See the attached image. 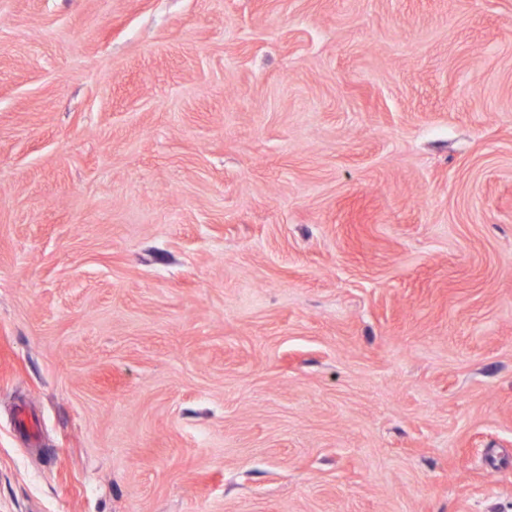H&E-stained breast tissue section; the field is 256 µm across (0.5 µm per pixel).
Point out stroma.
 <instances>
[{"instance_id": "1", "label": "stroma", "mask_w": 512, "mask_h": 512, "mask_svg": "<svg viewBox=\"0 0 512 512\" xmlns=\"http://www.w3.org/2000/svg\"><path fill=\"white\" fill-rule=\"evenodd\" d=\"M0 512H512V0H0Z\"/></svg>"}]
</instances>
